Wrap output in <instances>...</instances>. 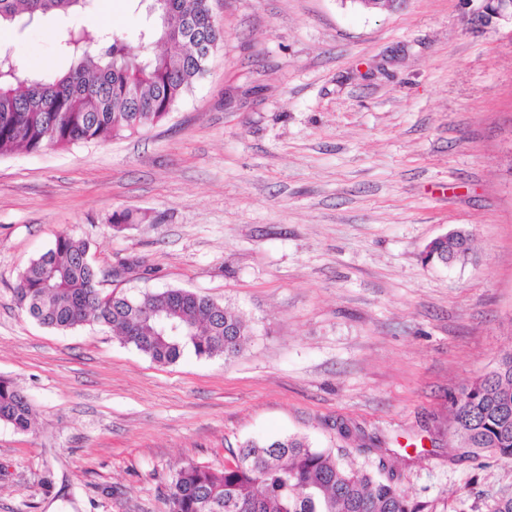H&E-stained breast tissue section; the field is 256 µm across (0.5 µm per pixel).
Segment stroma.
I'll return each mask as SVG.
<instances>
[{
    "label": "stroma",
    "mask_w": 512,
    "mask_h": 512,
    "mask_svg": "<svg viewBox=\"0 0 512 512\" xmlns=\"http://www.w3.org/2000/svg\"><path fill=\"white\" fill-rule=\"evenodd\" d=\"M482 6L211 0L224 42L165 122L0 158V375L36 414L0 423V512H169L181 466L291 434L391 468L423 512L512 495V458L448 430L512 351V24H480ZM84 13L137 48L138 0ZM60 25L0 46L64 69ZM454 229L471 260L424 263ZM64 232L89 241L104 295L185 288L242 315L243 352L163 366L110 328L38 324L14 290Z\"/></svg>",
    "instance_id": "obj_1"
}]
</instances>
